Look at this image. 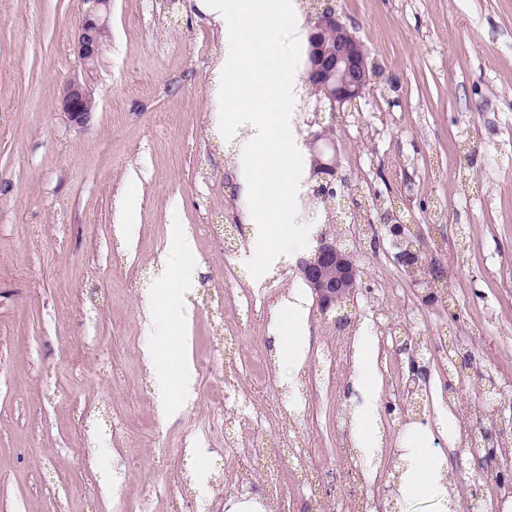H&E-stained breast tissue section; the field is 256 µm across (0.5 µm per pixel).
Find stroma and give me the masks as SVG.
<instances>
[{
  "label": "stroma",
  "mask_w": 512,
  "mask_h": 512,
  "mask_svg": "<svg viewBox=\"0 0 512 512\" xmlns=\"http://www.w3.org/2000/svg\"><path fill=\"white\" fill-rule=\"evenodd\" d=\"M330 4L380 70L359 109L332 120L333 211L307 167L298 221L309 241L324 234L353 251L361 286L342 313L309 301V352L292 366L277 312L304 285L299 256L258 279L245 267L256 247L240 164L249 132H219V25L195 0H112L110 38L88 71L70 46L83 0H0V512H167L173 497L184 512H227L266 501L271 483L304 512L307 471L335 512L362 496L381 512H467L484 493L483 464L458 437L464 424L490 433L512 418V0ZM75 76L97 103L83 127L59 106ZM294 82L291 129L304 152L314 104L303 71ZM393 224L428 242L443 289L398 263ZM176 226L195 240L197 286L145 308ZM442 327L459 339L449 372L434 362ZM366 336L374 356L363 366ZM153 345L161 358L150 367L142 351ZM183 357L196 396L168 418L160 375ZM413 358L433 394L458 387L465 369L489 380L487 393L463 392L454 418L408 416L399 381ZM363 367L380 388L377 448L353 477L340 451L357 445ZM414 425L461 474L452 493L400 490L384 468ZM302 439L304 458L280 471L224 467L225 442Z\"/></svg>",
  "instance_id": "1"
}]
</instances>
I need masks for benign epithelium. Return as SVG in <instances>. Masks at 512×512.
Here are the masks:
<instances>
[{
    "instance_id": "benign-epithelium-1",
    "label": "benign epithelium",
    "mask_w": 512,
    "mask_h": 512,
    "mask_svg": "<svg viewBox=\"0 0 512 512\" xmlns=\"http://www.w3.org/2000/svg\"><path fill=\"white\" fill-rule=\"evenodd\" d=\"M88 8L74 30L73 48L86 70L98 64L110 29L108 25L112 0H87ZM306 79L310 96L317 104L329 103L331 109L355 107L376 71L375 63L362 41L336 16L334 8L316 10L308 22L306 46ZM61 112L67 120L84 126L96 109L89 85L79 80L68 81L60 97ZM311 166L320 176L318 192L328 199L333 196L338 160L333 128L323 126L310 133L308 141ZM389 232L402 247L398 260L417 275L423 270L420 250L410 243L411 232L404 224H392ZM298 272L311 288L321 310L329 311L346 305L359 288V269L353 254L335 239L321 236L315 249L298 262Z\"/></svg>"
}]
</instances>
